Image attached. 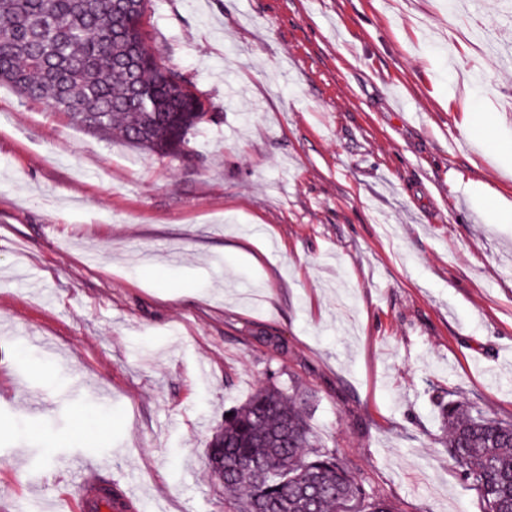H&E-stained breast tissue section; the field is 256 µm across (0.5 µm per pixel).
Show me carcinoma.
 Segmentation results:
<instances>
[{"label": "carcinoma", "mask_w": 512, "mask_h": 512, "mask_svg": "<svg viewBox=\"0 0 512 512\" xmlns=\"http://www.w3.org/2000/svg\"><path fill=\"white\" fill-rule=\"evenodd\" d=\"M113 0H0V82L67 112L73 124L161 158L188 152L205 103L148 47L119 36ZM448 457L485 512H512V418L440 404ZM210 465L238 512H392L355 481L332 448L315 445L305 403L275 381L224 419Z\"/></svg>", "instance_id": "cac0c4a2"}]
</instances>
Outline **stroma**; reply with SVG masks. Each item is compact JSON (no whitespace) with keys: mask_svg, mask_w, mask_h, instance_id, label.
<instances>
[{"mask_svg":"<svg viewBox=\"0 0 512 512\" xmlns=\"http://www.w3.org/2000/svg\"><path fill=\"white\" fill-rule=\"evenodd\" d=\"M212 112L158 158L0 85V512H237L276 380L394 512H484L438 406L512 417V0H150ZM474 90L462 112L463 86ZM77 510L94 509L112 512V508L119 507V503L112 502V487L97 479L95 473H90L79 484L75 492Z\"/></svg>","mask_w":512,"mask_h":512,"instance_id":"stroma-1","label":"stroma"}]
</instances>
